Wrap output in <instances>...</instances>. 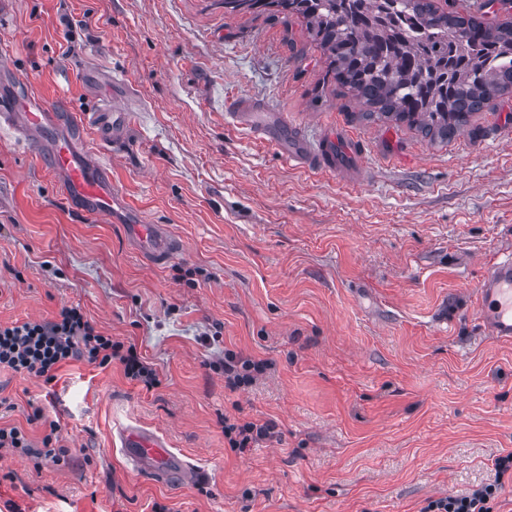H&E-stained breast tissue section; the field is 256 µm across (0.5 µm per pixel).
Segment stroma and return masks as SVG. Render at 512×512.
Here are the masks:
<instances>
[{
    "label": "stroma",
    "instance_id": "obj_1",
    "mask_svg": "<svg viewBox=\"0 0 512 512\" xmlns=\"http://www.w3.org/2000/svg\"><path fill=\"white\" fill-rule=\"evenodd\" d=\"M0 42L44 101L76 112L123 73L137 124L101 156L126 206L71 208L36 148L0 133V324L80 306L156 370L64 365L46 383L0 372V427L59 462L0 449V512H419L495 479L512 453V344L484 334L476 288L512 250V94L448 138L366 112L336 86L296 15L224 0H10ZM247 96L303 128L350 134L367 177L297 167L238 126ZM169 225L184 248L161 267L125 227ZM233 350L267 364L230 389ZM274 421L239 453L225 421ZM162 433L205 479L129 473L117 427ZM49 428L50 432L42 438V448H37L23 429L17 426L9 428L0 427V449L8 448L15 453L35 460L44 458L45 460L58 462L60 457L67 452V449L62 448V446L58 448L53 446V442L55 444L59 441L57 435L59 427L56 422H50Z\"/></svg>",
    "mask_w": 512,
    "mask_h": 512
}]
</instances>
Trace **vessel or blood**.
<instances>
[{"label": "vessel or blood", "instance_id": "1", "mask_svg": "<svg viewBox=\"0 0 512 512\" xmlns=\"http://www.w3.org/2000/svg\"><path fill=\"white\" fill-rule=\"evenodd\" d=\"M14 83L12 92L0 93V129H8L17 141L31 145L54 132L41 160L57 178L73 210L85 217L116 214L125 202L112 185L110 165L89 148L87 137L95 135L104 145L126 139L136 115L126 106L123 77H113L111 98L76 116L46 108L28 78L15 76ZM229 109L236 123L248 127L258 139L283 146L294 165L363 178L356 145L341 134L330 133L313 143L287 121L268 114L263 103L237 97ZM129 237L133 250L155 264L169 262L182 249L164 224L131 225ZM477 292L480 328L500 342L512 343V252L488 266ZM117 438L132 472L159 483H192L199 477L197 469L170 451L168 442L156 433L126 425L119 428Z\"/></svg>", "mask_w": 512, "mask_h": 512}]
</instances>
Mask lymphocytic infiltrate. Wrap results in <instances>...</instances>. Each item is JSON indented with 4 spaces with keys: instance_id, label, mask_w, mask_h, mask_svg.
<instances>
[{
    "instance_id": "lymphocytic-infiltrate-1",
    "label": "lymphocytic infiltrate",
    "mask_w": 512,
    "mask_h": 512,
    "mask_svg": "<svg viewBox=\"0 0 512 512\" xmlns=\"http://www.w3.org/2000/svg\"><path fill=\"white\" fill-rule=\"evenodd\" d=\"M120 360L128 379L153 388L158 383L155 369L135 347H122L99 332L80 307L61 308L52 320H27L0 325V369L7 368L28 378L53 382L57 371L71 361H84L104 368ZM56 432L33 444L19 427H0V449L8 448L33 459L59 461L64 448L58 447ZM502 492L501 483H489L465 495L428 500L420 512H493Z\"/></svg>"
}]
</instances>
